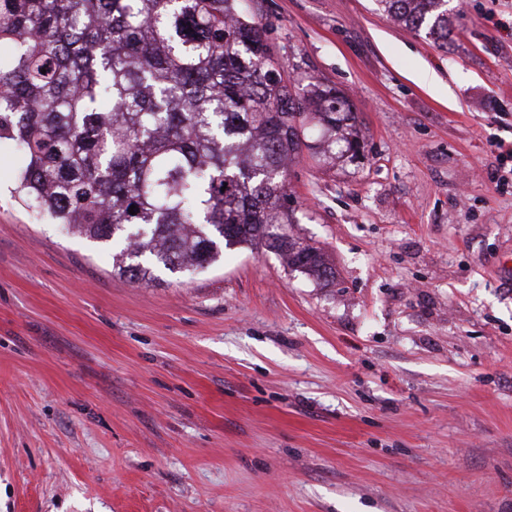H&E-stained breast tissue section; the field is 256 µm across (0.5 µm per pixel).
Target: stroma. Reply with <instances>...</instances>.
I'll return each instance as SVG.
<instances>
[{
    "mask_svg": "<svg viewBox=\"0 0 512 512\" xmlns=\"http://www.w3.org/2000/svg\"><path fill=\"white\" fill-rule=\"evenodd\" d=\"M347 96L363 155L288 172L272 251L113 275L0 170V512H512V0L439 48L375 0H241Z\"/></svg>",
    "mask_w": 512,
    "mask_h": 512,
    "instance_id": "stroma-1",
    "label": "stroma"
}]
</instances>
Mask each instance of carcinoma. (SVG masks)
<instances>
[{
    "label": "carcinoma",
    "instance_id": "cac0c4a2",
    "mask_svg": "<svg viewBox=\"0 0 512 512\" xmlns=\"http://www.w3.org/2000/svg\"><path fill=\"white\" fill-rule=\"evenodd\" d=\"M236 0H0V139L17 147L28 208L96 241L118 240L113 273L204 269L225 247L265 248L329 283L299 223L288 169L315 121L360 155L356 114L334 87L285 75ZM446 48L448 0H379ZM46 73H41V70ZM134 213H129L130 206Z\"/></svg>",
    "mask_w": 512,
    "mask_h": 512
}]
</instances>
